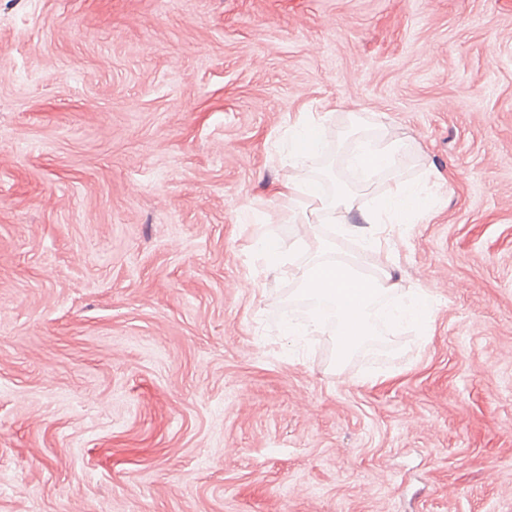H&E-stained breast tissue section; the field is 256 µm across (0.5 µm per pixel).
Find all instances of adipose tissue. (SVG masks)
Returning <instances> with one entry per match:
<instances>
[{
  "label": "adipose tissue",
  "instance_id": "obj_1",
  "mask_svg": "<svg viewBox=\"0 0 512 512\" xmlns=\"http://www.w3.org/2000/svg\"><path fill=\"white\" fill-rule=\"evenodd\" d=\"M308 114H300L294 122L295 144L288 153V177L279 183L276 194L288 204L320 214L328 224H412L422 214L417 193L408 186H395L391 199L379 206L361 209L355 206L349 190L340 188L327 195L309 174L308 158L320 135L308 124ZM404 156V145L391 131H384L375 142L366 144L350 156V164L363 169L368 176L398 171ZM310 215V217H311ZM310 217L298 219L297 243L307 247L313 234ZM368 252L372 258L371 272H364L358 258L338 262L328 249L315 251L314 261L299 274L303 296L327 302L330 313H314L306 325L307 332H320L326 318L336 321L341 350H349L371 334L369 310L377 297L399 289L390 272L391 254L388 247L374 243Z\"/></svg>",
  "mask_w": 512,
  "mask_h": 512
}]
</instances>
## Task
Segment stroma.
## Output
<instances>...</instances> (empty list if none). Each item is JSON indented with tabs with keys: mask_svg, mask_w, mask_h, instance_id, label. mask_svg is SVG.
<instances>
[{
	"mask_svg": "<svg viewBox=\"0 0 512 512\" xmlns=\"http://www.w3.org/2000/svg\"><path fill=\"white\" fill-rule=\"evenodd\" d=\"M301 112L448 178L315 227L426 297L378 359L286 332ZM0 512H512V0H0Z\"/></svg>",
	"mask_w": 512,
	"mask_h": 512,
	"instance_id": "35a3bbf8",
	"label": "stroma"
}]
</instances>
